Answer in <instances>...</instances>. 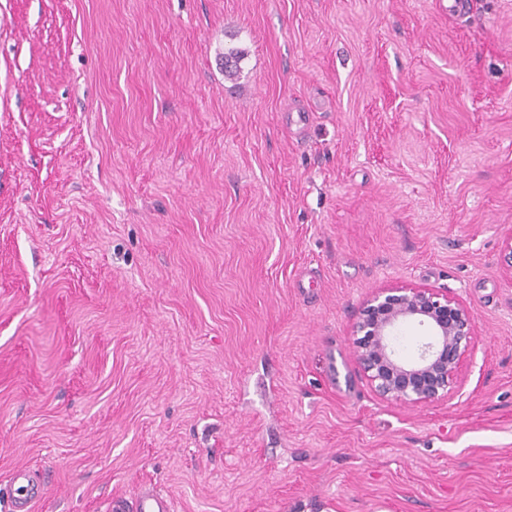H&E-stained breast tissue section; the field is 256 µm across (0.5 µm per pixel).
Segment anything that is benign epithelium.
<instances>
[{"label":"benign epithelium","mask_w":512,"mask_h":512,"mask_svg":"<svg viewBox=\"0 0 512 512\" xmlns=\"http://www.w3.org/2000/svg\"><path fill=\"white\" fill-rule=\"evenodd\" d=\"M425 328L430 341L416 358L399 357L398 328ZM475 336V321L458 300L429 288H382L366 299L352 330V348L361 371L384 399L432 403L448 397L459 365Z\"/></svg>","instance_id":"7a95c632"}]
</instances>
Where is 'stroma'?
<instances>
[{
	"instance_id": "obj_1",
	"label": "stroma",
	"mask_w": 512,
	"mask_h": 512,
	"mask_svg": "<svg viewBox=\"0 0 512 512\" xmlns=\"http://www.w3.org/2000/svg\"><path fill=\"white\" fill-rule=\"evenodd\" d=\"M467 2L0 0V487L512 512V0ZM379 288L473 315L446 399L359 371Z\"/></svg>"
}]
</instances>
